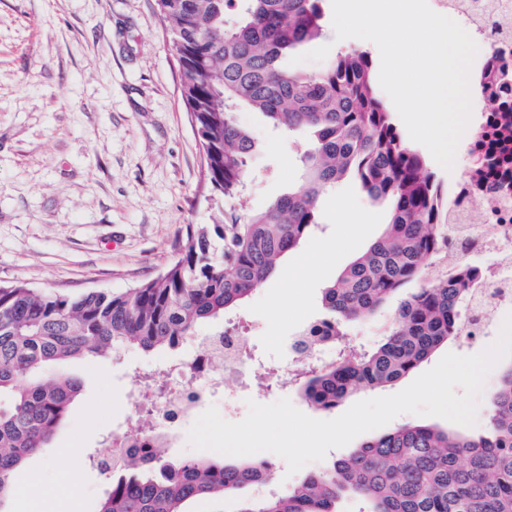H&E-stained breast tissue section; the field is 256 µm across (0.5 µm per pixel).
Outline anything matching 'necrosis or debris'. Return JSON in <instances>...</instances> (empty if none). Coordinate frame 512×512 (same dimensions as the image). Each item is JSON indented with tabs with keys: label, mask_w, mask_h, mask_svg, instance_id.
<instances>
[{
	"label": "necrosis or debris",
	"mask_w": 512,
	"mask_h": 512,
	"mask_svg": "<svg viewBox=\"0 0 512 512\" xmlns=\"http://www.w3.org/2000/svg\"><path fill=\"white\" fill-rule=\"evenodd\" d=\"M448 11L471 32L481 47V69L503 68L512 73V0H448ZM489 91L479 88L477 127L468 142L469 165L448 186V259L462 262L489 253L493 263L481 266L475 284L479 312L473 335L485 333L512 307V110L489 108ZM219 386L211 353H199L164 375L142 377L128 401L138 418L132 430L113 435L103 451L107 464L121 463L129 454H144L165 428L184 420L200 397L192 380Z\"/></svg>",
	"instance_id": "4bbe7bcc"
}]
</instances>
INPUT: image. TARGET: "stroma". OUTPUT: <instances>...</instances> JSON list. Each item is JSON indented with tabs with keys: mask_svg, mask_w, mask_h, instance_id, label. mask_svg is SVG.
<instances>
[{
	"mask_svg": "<svg viewBox=\"0 0 512 512\" xmlns=\"http://www.w3.org/2000/svg\"><path fill=\"white\" fill-rule=\"evenodd\" d=\"M324 29L323 38L289 56L291 69L315 72L338 51L373 47L336 40L332 23ZM237 120L258 145L245 203L235 209L243 218L303 181L298 154L307 136L277 130L255 112H238ZM202 166L155 0H0V284L78 294L121 291L157 276L186 226L210 221ZM319 212V227L277 274L190 342L202 349L214 332L236 326L250 369L271 374L263 387L237 376L214 391L210 404L226 421H242L251 400L286 398L319 420L352 405L347 399L315 411L298 382L279 377L295 370V345L322 318L325 289L385 232L389 206L346 180L322 196ZM345 213L356 223H343ZM185 356L118 346L109 356L62 365L83 390L50 445L18 473L29 498L57 507L67 499L58 475L70 472L80 495L67 512H95L109 488L96 458L112 433L134 423L127 397L138 375Z\"/></svg>",
	"mask_w": 512,
	"mask_h": 512,
	"instance_id": "stroma-1",
	"label": "stroma"
}]
</instances>
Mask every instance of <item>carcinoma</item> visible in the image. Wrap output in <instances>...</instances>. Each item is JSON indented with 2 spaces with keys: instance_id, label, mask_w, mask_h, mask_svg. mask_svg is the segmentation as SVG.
Masks as SVG:
<instances>
[{
  "instance_id": "1",
  "label": "carcinoma",
  "mask_w": 512,
  "mask_h": 512,
  "mask_svg": "<svg viewBox=\"0 0 512 512\" xmlns=\"http://www.w3.org/2000/svg\"><path fill=\"white\" fill-rule=\"evenodd\" d=\"M324 0H161L157 4L182 68L203 175L214 193L209 224H190L156 277L121 292L67 295L17 281L0 284V508L15 475L47 447L82 382L49 367L103 356L117 345L151 353L174 349L198 329L240 307L282 259L320 224L319 198L356 181L375 203L391 204L386 232L325 290L323 327L336 359L305 364L301 395L328 411L363 389H381L414 372L448 340L463 335L461 310L477 270L450 268L400 299L374 349L347 341L346 326L373 317L404 287L424 279L447 243L436 222L445 191L422 154L406 146L379 97L368 53L338 52L317 72L290 70L288 54L322 37ZM248 108L311 139L301 159L306 181L265 210L229 217L256 151L234 120ZM488 429L477 435L404 424L374 436L269 497L248 490L273 482L270 464L211 458L167 463L150 447L108 472L97 512H185L204 497L238 499L236 512H339L351 497L360 512H512V362L500 370Z\"/></svg>"
}]
</instances>
